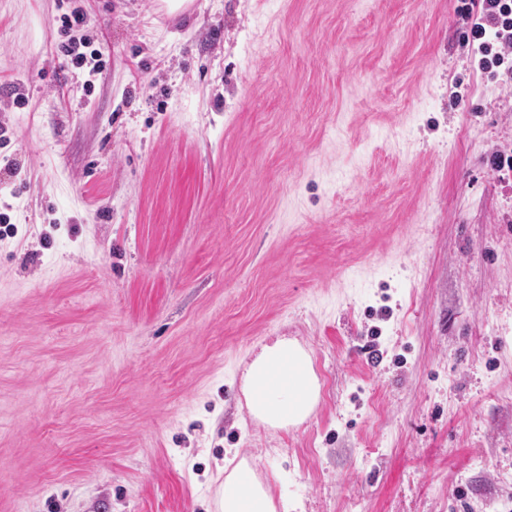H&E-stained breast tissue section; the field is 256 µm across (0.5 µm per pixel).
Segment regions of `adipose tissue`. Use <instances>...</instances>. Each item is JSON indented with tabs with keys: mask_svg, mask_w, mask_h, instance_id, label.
<instances>
[{
	"mask_svg": "<svg viewBox=\"0 0 512 512\" xmlns=\"http://www.w3.org/2000/svg\"><path fill=\"white\" fill-rule=\"evenodd\" d=\"M242 391L250 415L272 430L305 423L320 401L313 358L297 341L282 337L262 346L245 368ZM217 512H296L287 496H275L269 482L247 463L225 474L216 500Z\"/></svg>",
	"mask_w": 512,
	"mask_h": 512,
	"instance_id": "1",
	"label": "adipose tissue"
}]
</instances>
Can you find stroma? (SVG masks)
<instances>
[{
    "label": "stroma",
    "instance_id": "35a3bbf8",
    "mask_svg": "<svg viewBox=\"0 0 512 512\" xmlns=\"http://www.w3.org/2000/svg\"><path fill=\"white\" fill-rule=\"evenodd\" d=\"M0 0V512H512V60L466 0ZM78 6L105 65H66ZM308 347L316 413L249 416ZM242 391L250 415L264 427L288 430L301 426L320 401L310 351L286 337L262 346L246 365ZM297 507L286 495L276 497L269 481L258 478L245 459L225 474L216 500L217 512H297Z\"/></svg>",
    "mask_w": 512,
    "mask_h": 512
}]
</instances>
